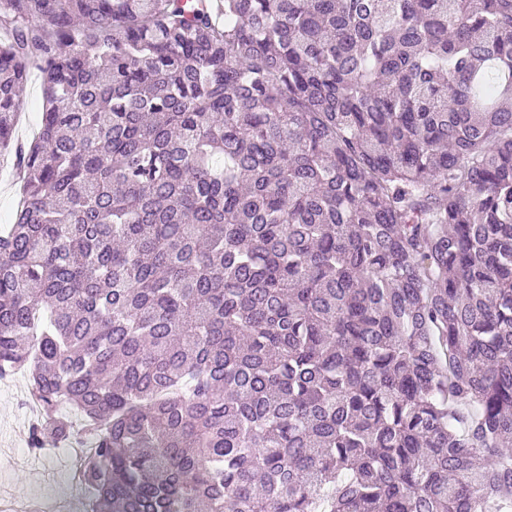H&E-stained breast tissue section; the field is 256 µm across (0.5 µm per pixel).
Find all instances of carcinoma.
<instances>
[{
  "label": "carcinoma",
  "instance_id": "cac0c4a2",
  "mask_svg": "<svg viewBox=\"0 0 512 512\" xmlns=\"http://www.w3.org/2000/svg\"><path fill=\"white\" fill-rule=\"evenodd\" d=\"M3 154L92 512H512V0H0ZM20 98L22 101V109L20 112L22 113L18 125V134H22L23 137H29L36 130L39 108L42 101L40 81L34 74H31L23 85Z\"/></svg>",
  "mask_w": 512,
  "mask_h": 512
}]
</instances>
